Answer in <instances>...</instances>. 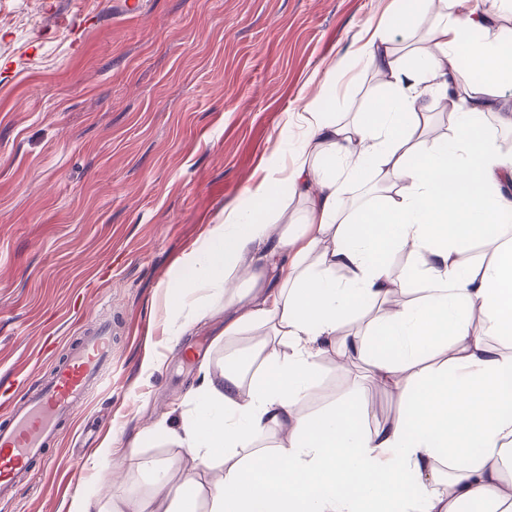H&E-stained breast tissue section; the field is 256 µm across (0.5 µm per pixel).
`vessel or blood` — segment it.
<instances>
[{"instance_id":"b4317fda","label":"vessel or blood","mask_w":512,"mask_h":512,"mask_svg":"<svg viewBox=\"0 0 512 512\" xmlns=\"http://www.w3.org/2000/svg\"><path fill=\"white\" fill-rule=\"evenodd\" d=\"M111 368L112 331L104 325L74 345L10 423L0 426V500L12 498L32 461L42 458L56 440L62 420L83 406L89 389Z\"/></svg>"}]
</instances>
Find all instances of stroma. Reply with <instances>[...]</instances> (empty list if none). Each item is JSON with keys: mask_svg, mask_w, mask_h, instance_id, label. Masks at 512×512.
Returning <instances> with one entry per match:
<instances>
[{"mask_svg": "<svg viewBox=\"0 0 512 512\" xmlns=\"http://www.w3.org/2000/svg\"><path fill=\"white\" fill-rule=\"evenodd\" d=\"M391 0H0V425L84 333L113 328L112 371L66 421L33 477L0 512H67L73 496L149 498L148 460L203 486L217 467L164 438L127 453L126 480L92 462L176 423L202 363L250 347L252 328L213 339L223 311L186 331L165 304L209 225L247 210V186L300 147L319 105L345 122L386 87L359 56ZM154 367H147V359ZM299 411L353 401L375 429L398 391L331 357Z\"/></svg>", "mask_w": 512, "mask_h": 512, "instance_id": "1", "label": "stroma"}]
</instances>
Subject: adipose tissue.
<instances>
[{"mask_svg": "<svg viewBox=\"0 0 512 512\" xmlns=\"http://www.w3.org/2000/svg\"><path fill=\"white\" fill-rule=\"evenodd\" d=\"M427 44L397 57L393 27H410L436 0H398L390 27L365 47L371 70L390 93L350 122L323 107L308 109L300 153L285 175L270 173L253 188L252 211H225L207 230V247L190 253V283L168 286V309L189 292H206L231 315L224 333L264 329L256 347L204 370L190 391V420L153 432L188 448L193 458L222 466L208 512H456L462 503L502 512L512 501V352L490 346L512 335V240L499 241L496 222L512 212V155L482 132L496 111L512 126V53L504 52L500 16L471 0H450ZM467 56L470 67L456 66ZM484 71L473 82V67ZM444 101L454 111L452 134L428 136L429 112ZM376 181L381 204L343 207L351 185ZM302 196L301 223L278 225L279 202ZM496 243L489 261L474 263L469 247ZM416 257L414 301L382 304L395 283L389 259ZM344 279H337V271ZM278 272L272 291L262 283ZM252 296H245L243 281ZM380 306L366 334L340 337L359 310ZM362 352L372 379L401 391V410L369 431L361 411L341 402L306 416L298 406L314 387L317 359ZM276 436L273 449L262 436ZM167 462L149 468L150 499L104 504L84 496L68 512H199L200 487L171 486Z\"/></svg>", "mask_w": 512, "mask_h": 512, "instance_id": "adipose-tissue-1", "label": "adipose tissue"}]
</instances>
